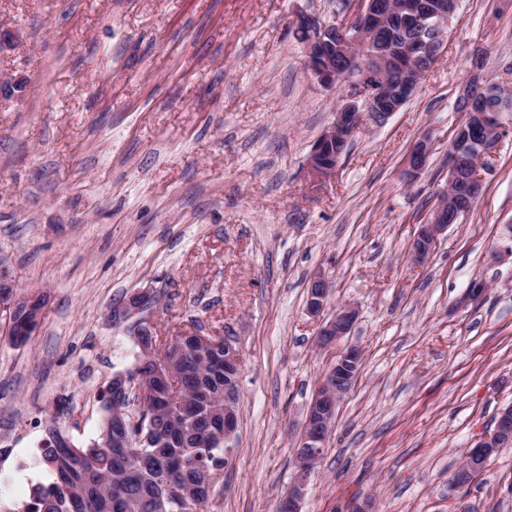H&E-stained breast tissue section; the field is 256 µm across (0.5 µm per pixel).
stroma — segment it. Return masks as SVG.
Instances as JSON below:
<instances>
[{
    "mask_svg": "<svg viewBox=\"0 0 512 512\" xmlns=\"http://www.w3.org/2000/svg\"><path fill=\"white\" fill-rule=\"evenodd\" d=\"M344 0H0L21 46L0 71V263L48 294L23 346L0 333V504L40 481L49 416L86 442L100 391L130 341L107 317L153 289L162 334L194 325L242 355L239 427L213 512H277L291 489L312 394L351 344L364 359L340 401L301 512H512V445L470 484L453 476L512 405V136L491 158L474 209L410 260L448 183V144L472 79L506 81L512 0H460L446 48L412 98L366 118L333 177L312 173L341 88L306 70L298 13L332 20ZM425 172L407 182L413 143ZM327 312L358 310L350 335L316 345L311 277ZM485 300L466 303L475 281ZM433 150L434 143L428 136L414 143L406 158V173L410 178L417 177L425 170ZM329 292L330 281L325 275L319 273L310 279L307 299V310L309 314L319 317Z\"/></svg>",
    "mask_w": 512,
    "mask_h": 512,
    "instance_id": "obj_1",
    "label": "stroma"
}]
</instances>
